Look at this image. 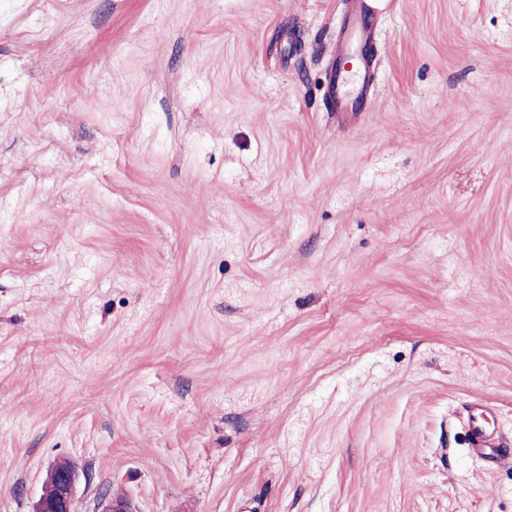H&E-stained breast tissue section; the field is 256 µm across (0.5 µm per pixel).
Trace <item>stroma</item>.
Wrapping results in <instances>:
<instances>
[{
	"label": "stroma",
	"instance_id": "stroma-1",
	"mask_svg": "<svg viewBox=\"0 0 512 512\" xmlns=\"http://www.w3.org/2000/svg\"><path fill=\"white\" fill-rule=\"evenodd\" d=\"M0 0V512H512V0ZM477 410L482 411L473 416L472 423L470 427V446L475 451L479 452L484 448H494L493 458L496 463L500 462H511L512 460V452L509 447L503 445L495 440L492 433L488 432L482 420H486L483 415L485 409L482 407H478ZM77 478L73 466L66 470L51 469L33 512H71L77 492Z\"/></svg>",
	"mask_w": 512,
	"mask_h": 512
}]
</instances>
